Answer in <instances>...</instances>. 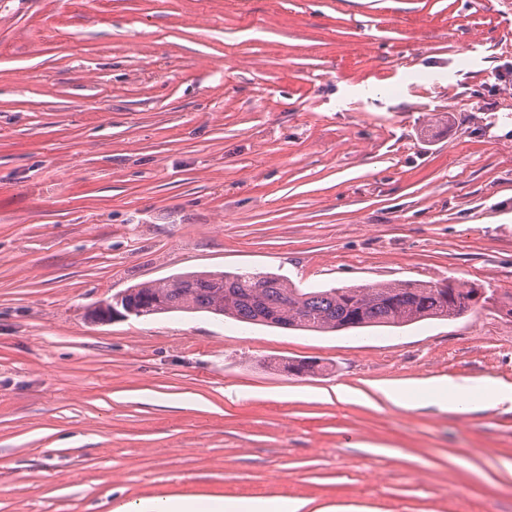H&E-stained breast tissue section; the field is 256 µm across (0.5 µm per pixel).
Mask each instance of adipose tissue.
<instances>
[{
	"label": "adipose tissue",
	"mask_w": 512,
	"mask_h": 512,
	"mask_svg": "<svg viewBox=\"0 0 512 512\" xmlns=\"http://www.w3.org/2000/svg\"><path fill=\"white\" fill-rule=\"evenodd\" d=\"M386 398L399 405L436 403L462 412L472 404L497 405L512 402V387L487 380H467L441 384H398L384 387ZM304 501L282 497L234 499L180 496L137 501L129 512H304Z\"/></svg>",
	"instance_id": "adipose-tissue-1"
}]
</instances>
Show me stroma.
<instances>
[{
    "instance_id": "1",
    "label": "stroma",
    "mask_w": 512,
    "mask_h": 512,
    "mask_svg": "<svg viewBox=\"0 0 512 512\" xmlns=\"http://www.w3.org/2000/svg\"><path fill=\"white\" fill-rule=\"evenodd\" d=\"M189 271L492 298L336 333L89 316ZM511 307L512 0H0V512H512V402L382 392L512 385ZM386 398L398 405L436 403L450 411H466L472 404L497 405L512 402V387L491 380L471 383L468 380L441 384L417 383L390 385L382 389ZM307 503L282 497L234 499L180 496L137 501L120 512H302Z\"/></svg>"
}]
</instances>
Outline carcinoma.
Listing matches in <instances>:
<instances>
[{
	"label": "carcinoma",
	"instance_id": "1",
	"mask_svg": "<svg viewBox=\"0 0 512 512\" xmlns=\"http://www.w3.org/2000/svg\"><path fill=\"white\" fill-rule=\"evenodd\" d=\"M125 301L143 315L204 312L242 323L290 330L338 332L374 327L400 328L468 313L480 289L463 283L380 282L304 291L264 272L190 271L168 279L134 284ZM283 369L314 376L324 369L315 360L284 363Z\"/></svg>",
	"mask_w": 512,
	"mask_h": 512
}]
</instances>
